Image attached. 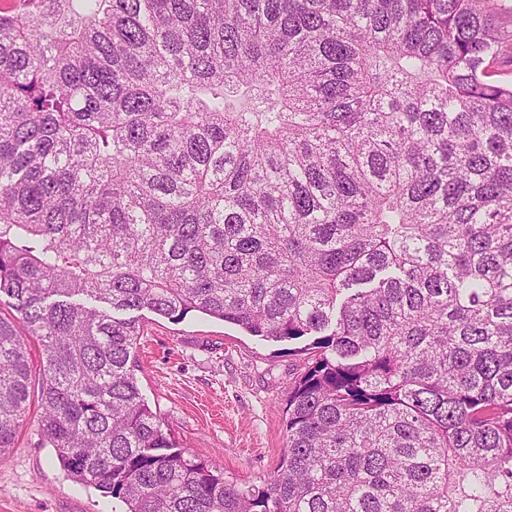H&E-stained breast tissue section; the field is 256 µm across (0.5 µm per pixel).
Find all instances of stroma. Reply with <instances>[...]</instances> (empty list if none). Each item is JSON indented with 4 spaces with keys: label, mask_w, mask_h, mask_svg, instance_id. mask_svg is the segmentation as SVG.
<instances>
[{
    "label": "stroma",
    "mask_w": 512,
    "mask_h": 512,
    "mask_svg": "<svg viewBox=\"0 0 512 512\" xmlns=\"http://www.w3.org/2000/svg\"><path fill=\"white\" fill-rule=\"evenodd\" d=\"M141 329L139 387L186 457L216 463L242 484L268 478L287 445L283 409L299 362L288 342L200 314L172 321L145 310ZM37 418L30 412L0 457V512H112L111 498L67 476Z\"/></svg>",
    "instance_id": "obj_1"
}]
</instances>
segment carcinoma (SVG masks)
<instances>
[{"label": "carcinoma", "mask_w": 512, "mask_h": 512, "mask_svg": "<svg viewBox=\"0 0 512 512\" xmlns=\"http://www.w3.org/2000/svg\"><path fill=\"white\" fill-rule=\"evenodd\" d=\"M494 0L0 10V457L123 512H512V41ZM310 342L260 486L187 458L134 311Z\"/></svg>", "instance_id": "obj_1"}]
</instances>
